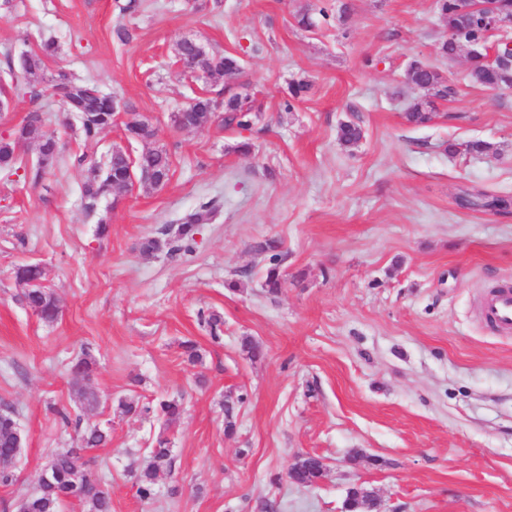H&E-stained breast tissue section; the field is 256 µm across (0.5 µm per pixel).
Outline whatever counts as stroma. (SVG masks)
Returning a JSON list of instances; mask_svg holds the SVG:
<instances>
[{
	"mask_svg": "<svg viewBox=\"0 0 512 512\" xmlns=\"http://www.w3.org/2000/svg\"><path fill=\"white\" fill-rule=\"evenodd\" d=\"M320 1L140 0L132 15L126 0L0 5V74L39 33L52 35L48 70L115 93L155 131L134 141L117 125L87 142L46 85L33 94L22 75L11 83L0 138L38 110L64 152L38 185L0 171V409L25 436L0 512H17L51 455L75 447L59 407L110 427V445L85 457L112 489V512H345L360 485L381 512H512V336L476 316L488 284L512 283V212L457 203L464 188L512 197V90L474 86L466 52L442 56L433 0H324L328 19L301 30L296 12ZM120 26L130 41L116 39ZM185 37L242 58L234 85L254 108L251 127H174L208 87L173 57ZM413 58L458 90L420 126L404 117L424 96L404 78ZM300 80L308 90L290 100ZM344 121L361 126L356 145L339 142ZM473 140L490 152L468 153ZM115 147L166 149L172 177L86 214L80 187ZM210 200L218 212L192 254H141L142 238L175 231ZM265 240L286 278L276 295L263 286ZM26 263L44 269L54 322L21 300L14 270ZM204 313L222 317L219 333ZM246 337L261 356L243 352ZM186 340L200 362H188ZM82 357L93 361L82 382L91 406L74 393ZM161 397L182 400L178 420L120 407ZM159 434L174 464L143 499L136 475ZM308 454L325 473L296 484L288 471Z\"/></svg>",
	"mask_w": 512,
	"mask_h": 512,
	"instance_id": "obj_1",
	"label": "stroma"
}]
</instances>
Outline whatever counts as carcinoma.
<instances>
[{
  "label": "carcinoma",
  "mask_w": 512,
  "mask_h": 512,
  "mask_svg": "<svg viewBox=\"0 0 512 512\" xmlns=\"http://www.w3.org/2000/svg\"><path fill=\"white\" fill-rule=\"evenodd\" d=\"M435 9L444 26L457 37L459 45L476 50L470 55L472 82L486 87L512 86V69L504 70L491 61L488 50L497 48L501 53L507 52L503 45L494 46L490 42L492 34L488 31L480 13L460 16L457 13L456 0H436ZM58 52V44L53 37L41 36L36 48L23 52L18 59L20 73L27 80V85L36 88L46 81L54 95L59 97L63 110L79 115L80 130L84 140L91 142L107 128L112 126V102L101 96L100 88L93 82L78 78L65 68H58L45 76L47 62ZM195 68L202 72L204 78L213 83L224 81L240 73V59L232 53L220 51L209 52L194 61ZM406 78L413 84H439L441 90L431 94V98L412 102L407 111L406 119L411 123L423 124L432 118L435 101H448L455 97L456 86L445 79L437 71L428 68V64L414 58L406 67ZM212 99L198 97L174 115V125L180 129L190 130L206 127L213 122ZM256 114L253 113L249 100L237 92H230L224 107L223 123L240 128L252 126ZM125 131L130 136L147 141L154 137L155 132L141 121L133 119L126 123ZM338 140L344 145H354L363 137L362 129L350 122H342L338 128ZM34 144L37 146L36 162L30 167L31 181L35 184L43 182L53 166L62 158L61 146L56 138L43 130L41 115L31 111L24 121L14 130L8 139H0V168L10 170L18 160L21 147ZM141 167L161 178L169 177L172 170L171 156L165 149H149L138 155ZM126 165L118 153L108 155L106 161L91 169L83 183L81 198L84 209L94 213L102 198L109 196L119 188L125 178ZM472 205L485 209L507 212L512 209V198L487 193H479L474 197ZM212 206L207 203L197 211L186 215L178 225L175 235L167 241L156 237H146L139 244L141 253L151 255L162 248H168L171 254L191 253L194 250L196 236L200 234L202 225L210 220ZM271 265L267 268L264 287L272 294L282 286V276L278 267V258L271 256ZM17 283L24 285L21 300L40 316L52 322L58 317V306L52 294L43 285V271L40 266L25 264L14 271ZM156 410L167 421L172 422L181 415L178 400L163 399L158 402ZM15 420L11 413L0 414V460L9 459L15 453ZM81 447L56 453L52 456L49 468L51 476L41 481L28 493L27 512H60L62 505L76 501L85 506L88 512H112V496L110 491L102 490L100 481L90 473H83L79 480H74L76 472L82 470L84 458L82 452L98 448L108 443V435L97 427L90 428L80 438ZM170 441L163 435L157 436L148 449V461L137 477V492L142 498L154 494L156 483L168 468L172 467L173 456ZM323 471L319 463L305 460L303 467L289 472V477L296 483L311 485L321 477Z\"/></svg>",
  "instance_id": "obj_1"
}]
</instances>
